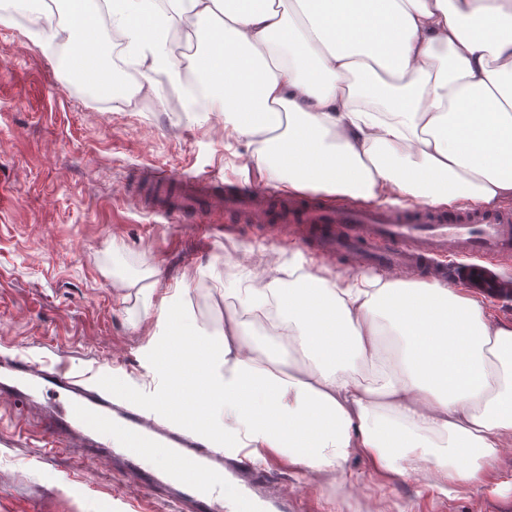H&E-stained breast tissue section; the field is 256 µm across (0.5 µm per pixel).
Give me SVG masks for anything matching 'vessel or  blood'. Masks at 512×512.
<instances>
[{"mask_svg":"<svg viewBox=\"0 0 512 512\" xmlns=\"http://www.w3.org/2000/svg\"><path fill=\"white\" fill-rule=\"evenodd\" d=\"M137 179L144 185L142 211L203 223L220 210L231 221L275 224L283 233L300 232L329 259L428 274L452 251L469 259L452 270L456 283L490 296L500 285L480 258L512 257V207L326 208L268 188L219 185L205 175L146 167ZM157 375L164 391L143 410L140 395L110 377L78 378L18 355L0 368V398L38 409L51 444L80 449L87 460L117 462L123 476L145 492L168 494L178 510L307 512V503L268 490L262 463L228 459L223 435L204 434L190 396L194 374H185L177 390L166 366Z\"/></svg>","mask_w":512,"mask_h":512,"instance_id":"1","label":"vessel or blood"}]
</instances>
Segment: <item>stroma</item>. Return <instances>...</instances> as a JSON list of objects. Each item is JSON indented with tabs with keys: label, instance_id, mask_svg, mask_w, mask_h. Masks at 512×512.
Returning <instances> with one entry per match:
<instances>
[{
	"label": "stroma",
	"instance_id": "obj_1",
	"mask_svg": "<svg viewBox=\"0 0 512 512\" xmlns=\"http://www.w3.org/2000/svg\"><path fill=\"white\" fill-rule=\"evenodd\" d=\"M25 19L0 8V179L13 201L0 206V353L63 362L79 376L112 373L157 391L151 349L166 333L145 314L148 297L174 292L189 322L215 333L239 303L262 256L287 259L284 235L213 213L210 232L143 212L135 173L157 167L257 183L244 148H229L224 116L199 123L156 77L157 95L88 97L25 36ZM22 406L0 401V512H170L164 497L125 481L105 460L47 447L40 422L14 433ZM362 489L350 499L268 461L275 485L310 499L316 512H504L512 506V453L481 483L444 494L412 477L387 480L350 461Z\"/></svg>",
	"mask_w": 512,
	"mask_h": 512
}]
</instances>
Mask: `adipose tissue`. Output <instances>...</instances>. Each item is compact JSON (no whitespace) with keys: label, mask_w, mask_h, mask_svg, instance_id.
I'll return each mask as SVG.
<instances>
[{"label":"adipose tissue","mask_w":512,"mask_h":512,"mask_svg":"<svg viewBox=\"0 0 512 512\" xmlns=\"http://www.w3.org/2000/svg\"><path fill=\"white\" fill-rule=\"evenodd\" d=\"M26 0L29 41L82 78L80 43L108 16L145 81L207 91L226 138L292 196L463 209L512 201V0ZM202 49L176 57L180 41ZM166 343L202 346L226 455H274L356 488L357 458L439 489L512 447V322L467 289L316 267L300 246L251 275L218 338L171 296ZM268 343L255 334L264 322ZM400 337L391 356L386 338Z\"/></svg>","instance_id":"ef3b65f1"}]
</instances>
